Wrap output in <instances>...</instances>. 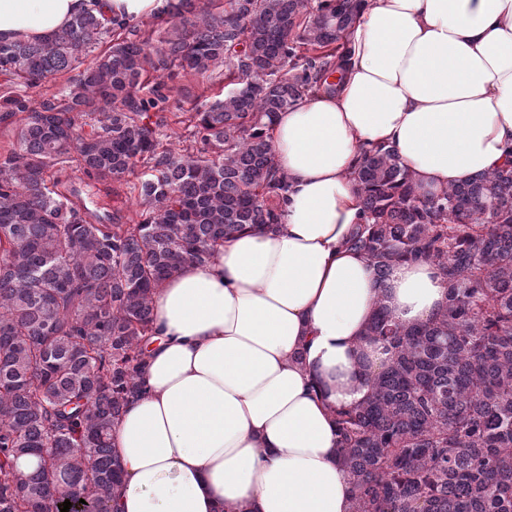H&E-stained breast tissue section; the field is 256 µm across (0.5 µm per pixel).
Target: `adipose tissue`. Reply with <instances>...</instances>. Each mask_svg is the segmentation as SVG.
I'll use <instances>...</instances> for the list:
<instances>
[{
  "label": "adipose tissue",
  "instance_id": "ef3b65f1",
  "mask_svg": "<svg viewBox=\"0 0 512 512\" xmlns=\"http://www.w3.org/2000/svg\"><path fill=\"white\" fill-rule=\"evenodd\" d=\"M167 0H0L1 41H47L100 4L117 18ZM336 92L279 114L289 183L275 229L226 239L154 299L145 392L112 430L117 512H350L330 406L367 392L388 358L363 331L376 302L405 325L446 303L437 267L394 266L376 285L342 243L358 222L351 173L396 148L422 192L500 166L512 148V0H366Z\"/></svg>",
  "mask_w": 512,
  "mask_h": 512
}]
</instances>
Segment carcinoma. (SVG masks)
<instances>
[{"mask_svg":"<svg viewBox=\"0 0 512 512\" xmlns=\"http://www.w3.org/2000/svg\"><path fill=\"white\" fill-rule=\"evenodd\" d=\"M213 2L167 0L156 19L174 36L159 46L130 39L147 22L91 10L47 42L0 41L11 83L78 70L61 101L0 95V122L16 126V147L0 152V512H61L64 489L111 512L112 427L144 390L156 288L246 228L279 224L276 117L336 92L342 34L364 8L227 0L215 13ZM223 65L231 88L189 117L201 147H163L172 69ZM73 153L84 176L133 185L139 220L81 203L64 166ZM354 178L359 224L343 247L379 283L397 263L430 261L447 295L413 326L375 302L364 336L389 360L364 373V398L331 407L352 512H512V160L423 194L379 145Z\"/></svg>","mask_w":512,"mask_h":512,"instance_id":"1","label":"carcinoma"}]
</instances>
